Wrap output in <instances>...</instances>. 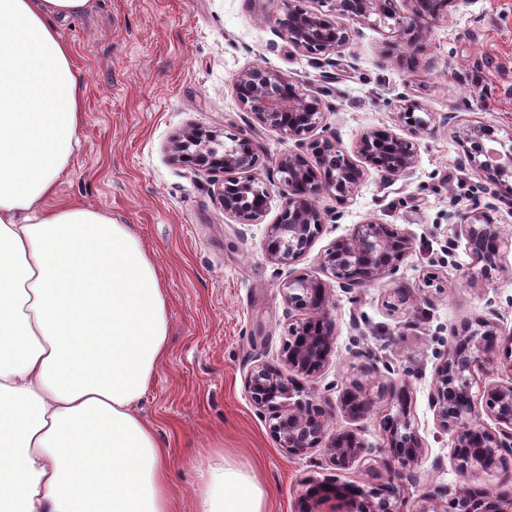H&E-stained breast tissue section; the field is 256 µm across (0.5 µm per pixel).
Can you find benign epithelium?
Instances as JSON below:
<instances>
[{"mask_svg": "<svg viewBox=\"0 0 512 512\" xmlns=\"http://www.w3.org/2000/svg\"><path fill=\"white\" fill-rule=\"evenodd\" d=\"M290 0L277 18L288 41L309 55H321L347 47L355 30L350 24L375 25L391 19L393 34L409 48L425 44L432 25L448 16L454 0H320L325 12ZM236 95L255 120L277 129L295 141L290 149L261 165L252 141L231 138V144L201 129H191L172 142V159L189 163L198 170L224 175L221 200L224 213L240 224H259L266 215L269 188L257 169L268 176H279L283 187L282 209L277 221L269 225L266 239L268 259L289 266L304 255L324 224L341 219L339 211H323L319 196L329 193L342 204L353 187L374 169L389 181L413 175L419 160V144L387 128H373L356 140L353 154L341 150L329 138H314L324 120L322 100L307 93L288 75L253 64L242 70L235 83ZM398 118L417 136L436 127L434 113L420 103L401 98L396 104ZM499 127L488 122L457 121L454 137L463 148L468 164L478 169L488 186L491 200L475 201L448 218L455 220L452 249L465 241L472 263L470 282L490 281L493 273L504 271L501 248L504 238L500 225L490 212L498 204H512V134L497 136ZM409 233L384 224L375 217L354 225L351 233L335 239L321 256L324 270L348 291L378 280L394 277L411 252ZM288 308L304 313L302 320L289 324L291 339L286 348L288 370L312 376L325 364L335 342L334 321L330 312V288L321 280L300 274L283 284ZM448 351L435 366L436 388L430 406L437 426L450 434L453 459L462 469L487 470L512 457V376L506 382L484 385L479 393L476 372H493L506 364L512 372V332H504L489 319L448 326ZM248 389L257 409L268 411L272 432L288 454L304 456L325 444L329 461L348 469L364 459L367 448L354 430L333 429L330 413L298 398L300 387L277 366L259 363L248 377ZM402 409V415L387 419L383 426V447L388 449L384 466L389 486L380 491L354 484L315 485L309 496L315 504L336 501L342 512H403L400 488L404 470L418 461L422 442L410 430L406 411V385L393 381L386 387ZM373 400L358 385L342 397V408L352 420L371 412ZM491 418L496 428L480 421V413ZM416 512H512V489L489 492L473 485L436 488L424 495Z\"/></svg>", "mask_w": 512, "mask_h": 512, "instance_id": "benign-epithelium-1", "label": "benign epithelium"}]
</instances>
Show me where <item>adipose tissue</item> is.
I'll list each match as a JSON object with an SVG mask.
<instances>
[{
    "label": "adipose tissue",
    "mask_w": 512,
    "mask_h": 512,
    "mask_svg": "<svg viewBox=\"0 0 512 512\" xmlns=\"http://www.w3.org/2000/svg\"><path fill=\"white\" fill-rule=\"evenodd\" d=\"M89 0H0V512H181L171 453L137 406L166 353L168 303L124 224L56 205L82 84L61 22ZM196 512H266L223 454Z\"/></svg>",
    "instance_id": "obj_1"
}]
</instances>
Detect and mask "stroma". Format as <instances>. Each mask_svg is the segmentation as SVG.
Masks as SVG:
<instances>
[{"label": "stroma", "mask_w": 512, "mask_h": 512, "mask_svg": "<svg viewBox=\"0 0 512 512\" xmlns=\"http://www.w3.org/2000/svg\"><path fill=\"white\" fill-rule=\"evenodd\" d=\"M284 3L90 0L59 27L82 79L84 115L80 147L54 201L104 210L156 257L168 295V351L138 411L172 451L181 512H194L198 470L219 446L271 491L269 512H298L316 484L384 487L382 422L398 412L384 386L394 380L408 387L410 423L423 442L412 468L417 480L403 492L404 512H417L423 495L437 487L496 490L512 475V461L478 474L459 470L429 396L449 324L494 310L512 330V214H494L505 270L493 282L470 284V256L448 246L449 210L484 198L485 183L446 121L452 112L512 131V0H455L410 68L396 61L404 47L386 27L359 26L346 48L319 60L298 52L276 24ZM255 63L288 73L322 99V133L347 152L371 128L406 135L389 106L397 96L438 118L435 132L418 138L419 162L409 179L390 183L372 171L345 204L321 195L320 209H341L342 217L325 224L312 248L287 267L273 264L265 250L268 226L280 213L279 184L269 186L262 223L240 224L224 212L221 176L170 158L172 137L187 128L213 131L222 141L245 135L265 164L294 147L279 130L258 124L237 98L238 73ZM372 216L410 232L413 248L395 277L353 293L322 269L320 255ZM430 270L438 272L442 293L424 291ZM303 273L330 289L336 340L322 369L301 382L335 427L357 430L371 450L345 470L320 447L289 455L246 386L255 364L283 366L288 325L300 313L288 308L282 285ZM355 383L373 400L359 420L340 403Z\"/></svg>", "instance_id": "stroma-1"}]
</instances>
